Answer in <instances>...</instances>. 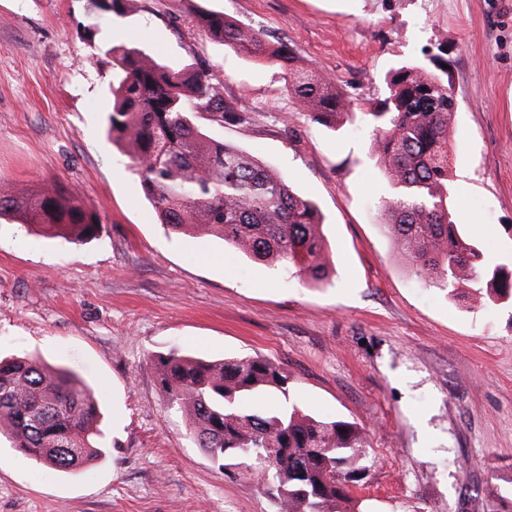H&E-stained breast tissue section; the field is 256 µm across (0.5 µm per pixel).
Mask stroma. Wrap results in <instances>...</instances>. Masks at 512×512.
<instances>
[{
	"mask_svg": "<svg viewBox=\"0 0 512 512\" xmlns=\"http://www.w3.org/2000/svg\"><path fill=\"white\" fill-rule=\"evenodd\" d=\"M85 0H0V179L58 182L101 218L70 243L0 218V353L97 392L106 453L65 476L0 442V512H274L227 477L167 406L151 357L259 355L302 407L363 428L370 512H488L512 490V308L475 309L411 275L386 235L372 126L388 72L444 53L456 223L512 256V0H137L102 35L209 68L251 123L213 137L261 158L323 215L329 282L305 284L207 235L165 233L103 118L109 59L89 62ZM214 10L286 42L355 116L313 122L280 70L199 26Z\"/></svg>",
	"mask_w": 512,
	"mask_h": 512,
	"instance_id": "35a3bbf8",
	"label": "stroma"
}]
</instances>
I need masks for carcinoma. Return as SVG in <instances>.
<instances>
[{
  "label": "carcinoma",
  "instance_id": "obj_1",
  "mask_svg": "<svg viewBox=\"0 0 512 512\" xmlns=\"http://www.w3.org/2000/svg\"><path fill=\"white\" fill-rule=\"evenodd\" d=\"M133 0H86L83 31L95 35ZM198 23L232 52L278 65L288 91L312 120L336 126L350 100L315 70L295 63L288 44L271 43L224 13ZM88 60L112 61L105 131L139 177L160 224L174 234L205 233L248 258L317 285L329 279L322 216L316 204L260 159L209 135L208 127L246 124L219 87L194 66H171L149 53L90 41ZM384 99L365 115L372 152L391 191L381 200L383 226L420 281L482 306H512V260L494 263L453 220L449 127L455 98L448 71L400 65ZM11 213L50 238L87 240L100 220L59 183L18 194L0 184V215ZM168 405L188 420L196 447L232 477L270 498L276 512H364L355 490L370 468L361 429L320 419L291 400L289 376L261 357L206 361L173 349L151 358ZM288 405L272 410L265 399ZM95 390L67 369L32 356L0 359V434L37 465L77 472L104 453Z\"/></svg>",
  "mask_w": 512,
  "mask_h": 512
}]
</instances>
